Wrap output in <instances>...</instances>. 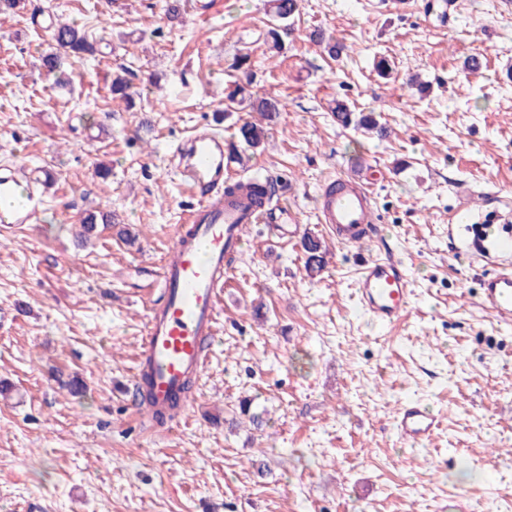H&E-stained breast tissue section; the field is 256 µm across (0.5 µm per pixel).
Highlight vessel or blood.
I'll list each match as a JSON object with an SVG mask.
<instances>
[{"label": "vessel or blood", "instance_id": "obj_1", "mask_svg": "<svg viewBox=\"0 0 512 512\" xmlns=\"http://www.w3.org/2000/svg\"><path fill=\"white\" fill-rule=\"evenodd\" d=\"M193 204L180 220L163 265L162 299L148 310L141 363L148 374L150 399L139 412L154 414L176 407L187 411L190 401L183 390L188 377L197 375L207 361L206 343L217 333V310L224 291V276L241 253L242 228L271 225L278 241L300 231L297 210L283 201L257 204L245 193L228 195L225 170L232 160L208 124H200L171 156ZM45 197L26 166L0 176V236L12 225L37 223ZM315 214L328 236L342 244H356L377 234L378 216L367 183L346 175L327 180L315 199ZM477 255L512 257V234L480 240ZM363 312L374 322L391 326L407 313L411 301L401 261L375 256L366 260L358 279ZM481 305L512 315V268H504L481 284ZM400 439L412 446L430 441L437 428L435 413L424 403L402 402L395 417Z\"/></svg>", "mask_w": 512, "mask_h": 512}]
</instances>
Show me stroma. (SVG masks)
<instances>
[{"label": "stroma", "instance_id": "stroma-1", "mask_svg": "<svg viewBox=\"0 0 512 512\" xmlns=\"http://www.w3.org/2000/svg\"><path fill=\"white\" fill-rule=\"evenodd\" d=\"M0 14V166L49 170L41 222L0 238V512H512V322L480 307L503 258L468 261L448 234L462 191L483 211L512 213V13L498 0H457L447 26L428 0H300L272 49L269 0H220L210 15L171 25L163 0H38ZM85 28L100 52L47 73L49 24ZM343 44L328 55L309 34ZM249 58V99H230ZM387 56L389 77L374 60ZM483 62L480 76L465 61ZM132 74V107L109 84ZM275 98L250 174L270 177L300 213V239L245 232L218 310V332L193 393L169 432L148 431L127 403L151 299L173 228L191 198L170 148L199 123L225 138ZM375 111L384 139L337 125V100ZM112 173L99 182L95 172ZM368 172L383 235L341 246L314 213L320 185ZM112 212L134 243L104 230L85 245L87 212ZM326 264L309 276L303 236ZM406 267L412 303L391 327L362 312L365 259ZM75 375L72 395L55 372ZM263 420L254 427L240 412ZM418 400L440 428L402 443L401 402Z\"/></svg>", "mask_w": 512, "mask_h": 512}]
</instances>
